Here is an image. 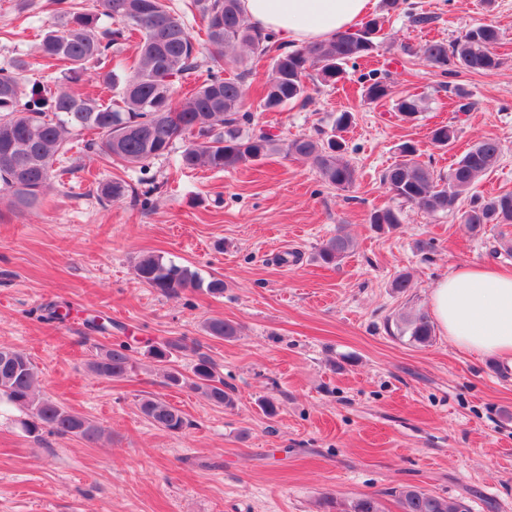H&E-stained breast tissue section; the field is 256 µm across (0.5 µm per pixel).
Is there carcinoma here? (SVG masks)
Returning <instances> with one entry per match:
<instances>
[{
    "label": "carcinoma",
    "instance_id": "1",
    "mask_svg": "<svg viewBox=\"0 0 512 512\" xmlns=\"http://www.w3.org/2000/svg\"><path fill=\"white\" fill-rule=\"evenodd\" d=\"M60 21L45 29L35 49L0 62V192L12 197L14 206L30 209L42 199L50 181L68 170L58 167L60 158L76 148L84 154L103 155L112 162L146 168L168 155L176 141L183 143L181 165L186 169L206 167L233 170L258 161L272 152L311 162L328 185L347 190L356 181V169L344 156L336 134L326 138L299 136L280 144L266 132L248 133L243 125L251 115L243 111L249 60L270 57L268 79L260 107L280 112L288 105L310 99L308 80L321 85L336 83L352 60L368 58L376 48L375 35L382 29L381 17L366 20L352 33H338L323 43L297 46L281 44L271 30L257 29L243 16L240 0H186L178 7L172 0H97L88 10L82 0H59ZM198 11L205 26V48L193 38L185 20ZM112 21L105 29L102 22ZM139 36L135 58L125 65L126 74H102L112 93L109 101L84 91L83 76L90 63L104 65L109 53L128 38ZM500 31L492 24L467 30L448 44L429 40L421 48L425 62L446 75L457 69L483 73L500 65L493 52ZM54 60L61 78L27 86L28 75L40 60ZM236 72L226 77L225 67ZM392 92L380 78L363 87L370 101H380ZM395 111L405 118L422 112L421 100L413 96L395 102ZM451 124L431 131L433 144L445 147L455 141ZM501 146L494 138L474 144L449 169L445 177L422 160L419 148L406 143L400 159L382 175L388 192L430 216L453 212L461 195L500 160ZM471 233L480 235L489 224H512V193L473 201L461 215ZM370 223L381 228L399 224L390 209L376 211ZM352 249V241L338 233L324 243L318 259L335 265ZM140 280L172 296L187 288L206 287L213 295L224 293V281L204 282L187 266L146 255L136 265ZM400 337L425 346L433 339L428 314L420 312L396 323ZM213 337L234 340L238 324L211 317L204 322ZM172 350L197 354L192 386L212 404L233 405L232 394L217 377L216 364L199 344L182 339L153 348L161 360ZM99 377L121 379L129 372L126 347L106 350L91 365ZM0 395L24 412L27 433L45 429L61 437L93 442L102 430L85 416L70 411L40 394L38 374L32 361L20 351L0 347ZM141 410L150 423L165 431L180 432L188 423L178 409L161 398H146ZM403 512H468L463 502L445 499L421 489L399 493Z\"/></svg>",
    "mask_w": 512,
    "mask_h": 512
}]
</instances>
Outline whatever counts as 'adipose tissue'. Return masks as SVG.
<instances>
[{
  "instance_id": "adipose-tissue-1",
  "label": "adipose tissue",
  "mask_w": 512,
  "mask_h": 512,
  "mask_svg": "<svg viewBox=\"0 0 512 512\" xmlns=\"http://www.w3.org/2000/svg\"><path fill=\"white\" fill-rule=\"evenodd\" d=\"M248 21L288 43L321 42L352 31L372 0H242ZM431 307L443 334L459 349L512 366V271L465 265L433 288Z\"/></svg>"
}]
</instances>
